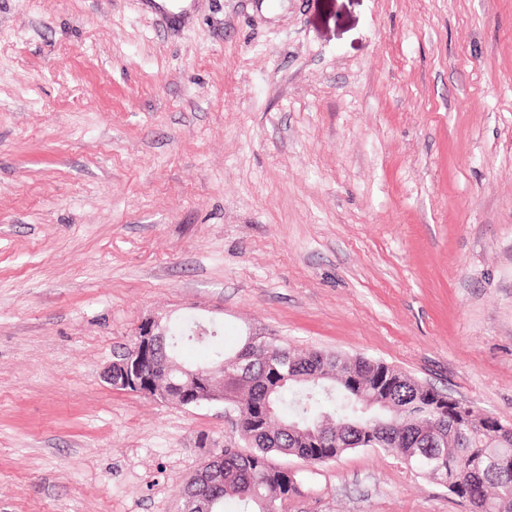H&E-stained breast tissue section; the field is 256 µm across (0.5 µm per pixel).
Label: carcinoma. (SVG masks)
Here are the masks:
<instances>
[{"label":"carcinoma","instance_id":"cac0c4a2","mask_svg":"<svg viewBox=\"0 0 512 512\" xmlns=\"http://www.w3.org/2000/svg\"><path fill=\"white\" fill-rule=\"evenodd\" d=\"M196 327L189 319L168 325L164 352L177 360L184 347L203 345L212 354L203 367L224 365L216 373L218 388L248 450L226 448L217 459L204 462L197 482L185 486V512H196L200 504L209 512H270L282 506V501L298 494V479L275 465L272 456L292 455L314 465L334 461L367 447L354 424L366 430L390 425L393 436L384 450L434 482L447 471L437 470L429 455L446 454L449 468L462 484L458 498L465 499L471 512H512V482L489 480L483 494L470 493V481L481 478L485 458L512 457V440L499 439L496 419L475 413L460 400L448 404V395L427 389L380 360L323 351L300 353L273 338L268 339L270 355L253 359L245 373L231 360L249 357L247 345L229 353L224 335L216 330L199 335ZM381 387L389 391L390 405L363 409L358 394H376ZM450 408L456 410L458 420L470 425L463 440L449 432ZM325 413L340 429L350 425L344 437L326 440L310 432L313 421Z\"/></svg>","mask_w":512,"mask_h":512}]
</instances>
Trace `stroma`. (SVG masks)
<instances>
[{"mask_svg":"<svg viewBox=\"0 0 512 512\" xmlns=\"http://www.w3.org/2000/svg\"><path fill=\"white\" fill-rule=\"evenodd\" d=\"M384 360L512 426V0H0V512H181L220 404L141 320ZM297 512H469L399 456ZM135 336L137 337L135 344L129 348L123 347V349L126 348L125 351L109 365L104 379L113 390L132 393L133 391L130 389L132 385L137 389L133 393L143 394V392H139L141 391L139 389L150 385L149 379L136 380L130 375V372L141 366L145 354L150 348L154 350L155 345L164 340L166 328L161 325L159 319L148 316L139 325Z\"/></svg>","mask_w":512,"mask_h":512,"instance_id":"35a3bbf8","label":"stroma"}]
</instances>
